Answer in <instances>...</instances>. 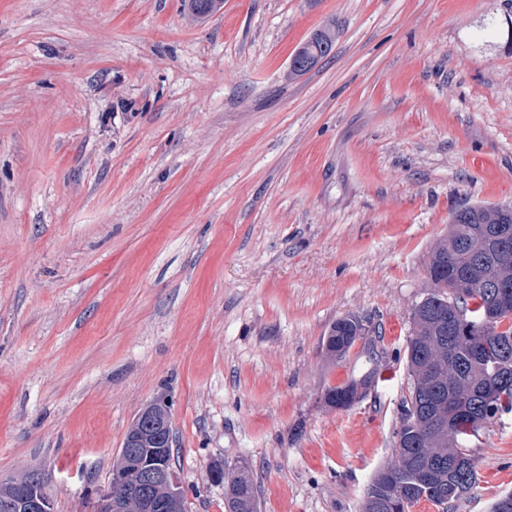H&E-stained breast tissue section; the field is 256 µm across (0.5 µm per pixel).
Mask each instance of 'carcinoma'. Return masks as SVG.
<instances>
[{
    "mask_svg": "<svg viewBox=\"0 0 512 512\" xmlns=\"http://www.w3.org/2000/svg\"><path fill=\"white\" fill-rule=\"evenodd\" d=\"M224 0H187L197 21L223 8ZM479 38L492 47L496 40L512 49V17L488 15L477 25ZM336 27L313 32L292 56L290 80L313 69L336 42ZM512 230V209L498 204H471L454 209L448 235L433 247L426 269L430 292L413 310L405 360L412 384L401 404L397 460L380 468L368 484L363 512H410L419 501L438 507L452 504L477 484L474 458L466 441L481 424L512 412V303L494 300L498 291H512V255L497 251L498 229ZM481 272L482 286L470 283L472 268ZM365 328L356 319H342L326 338V354L345 357ZM498 363L506 389L484 395L488 385L485 359ZM358 385L331 387L325 401L334 408L350 407ZM465 402L468 412L448 420L443 403ZM224 512H259L253 483L236 477L224 486Z\"/></svg>",
    "mask_w": 512,
    "mask_h": 512,
    "instance_id": "1",
    "label": "carcinoma"
}]
</instances>
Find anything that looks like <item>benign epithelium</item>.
<instances>
[{
  "label": "benign epithelium",
  "instance_id": "obj_1",
  "mask_svg": "<svg viewBox=\"0 0 512 512\" xmlns=\"http://www.w3.org/2000/svg\"><path fill=\"white\" fill-rule=\"evenodd\" d=\"M144 432L139 439L149 448L146 455L136 451L130 455L132 464L112 471L109 489L97 502L93 512H166L167 499L157 500L151 491L158 486L169 491L172 498L180 497L181 489L174 472L164 460L167 448L157 445L154 424L150 415H142ZM13 494L4 500L1 508L6 512H53L49 498L44 494L38 473L31 471L12 482Z\"/></svg>",
  "mask_w": 512,
  "mask_h": 512
}]
</instances>
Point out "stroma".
<instances>
[{"mask_svg":"<svg viewBox=\"0 0 512 512\" xmlns=\"http://www.w3.org/2000/svg\"><path fill=\"white\" fill-rule=\"evenodd\" d=\"M507 0H0V482L91 512L166 403L185 512H361L395 458L414 306L448 215L512 204ZM332 24L294 80L293 51ZM368 338L329 358L333 323ZM379 374L346 409L328 388ZM512 492V414L467 443ZM478 36L480 39L486 36H493L495 39H504V45L512 49V18L511 14L504 15V20H499L498 17L487 15L479 25L476 26ZM336 36L335 25H326L313 32L310 37L298 47H301V49L297 51V48L295 50L291 58L292 62L290 61L286 74L288 80L299 77L313 69L322 58L331 52L336 42ZM316 50L318 53L315 52ZM225 512H259V503L253 483L245 477H236L224 485Z\"/></svg>","mask_w":512,"mask_h":512,"instance_id":"stroma-1","label":"stroma"}]
</instances>
